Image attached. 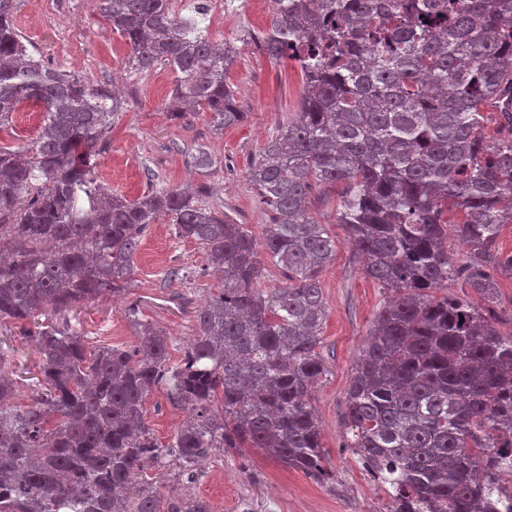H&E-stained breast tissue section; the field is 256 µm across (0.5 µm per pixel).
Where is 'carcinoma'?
<instances>
[{
	"label": "carcinoma",
	"mask_w": 512,
	"mask_h": 512,
	"mask_svg": "<svg viewBox=\"0 0 512 512\" xmlns=\"http://www.w3.org/2000/svg\"><path fill=\"white\" fill-rule=\"evenodd\" d=\"M143 73L178 74L171 116L241 123L228 71L235 42L213 41L174 0H97ZM0 0V125L26 102L43 122L31 143L0 147V328L28 325L38 348L27 403L10 374L29 372L0 341V512H211L142 478L174 462L192 475L215 450L259 448L312 480L328 467L312 390L324 373L321 273L336 244L313 188L343 186L336 223L364 273L392 293L345 395L347 447L388 497L387 512H498L512 498V335L496 328V246L512 224V0H272L251 36L300 68L305 93L248 177L269 214L263 243L204 200L206 189L151 188L133 200L100 182L96 157L122 101L28 52ZM493 134H487L488 124ZM469 246L448 253V213ZM202 245L219 288L194 312L196 336L169 364L170 338L136 321L128 350L88 351L74 313L128 289L152 224ZM267 261L287 273L257 287ZM456 278L483 306L440 291ZM191 410L169 445L145 421L154 389Z\"/></svg>",
	"instance_id": "carcinoma-1"
}]
</instances>
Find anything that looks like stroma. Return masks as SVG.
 I'll return each mask as SVG.
<instances>
[{"mask_svg": "<svg viewBox=\"0 0 512 512\" xmlns=\"http://www.w3.org/2000/svg\"><path fill=\"white\" fill-rule=\"evenodd\" d=\"M269 0L226 13L208 12L206 25L215 41L238 39V56L229 70L244 122L215 131L208 114L172 118L166 105L175 87L173 73L157 65L147 73L126 67L128 49L100 15L96 0H19L15 26L30 52L46 63L97 85H116L126 108L115 119L97 169L112 191L134 199L150 187L189 182L209 187V202L231 213L254 236L268 217L247 176L270 135L304 94L298 66L261 52L248 34L266 28ZM42 124L39 106L26 103L0 127V145L20 146L35 138ZM207 152L206 165L195 161ZM313 212L336 242V252L321 274L326 299L319 355L325 373L312 393L322 425V444L336 480L320 484L289 469L257 448L212 452L194 478L175 466L148 467L146 477L163 499L194 496L213 512H386L388 498L346 447L345 393L370 328L388 294L363 272L360 256L336 222L341 188L314 190ZM189 273L187 282H166L170 270ZM217 285L205 249L174 236L165 223L150 225L134 259V274L121 300L101 299L80 315L89 347L130 348L135 328L125 311L135 307L170 337L171 364H179L194 337L192 313ZM146 420L161 444H169L185 420L163 390L149 393Z\"/></svg>", "mask_w": 512, "mask_h": 512, "instance_id": "stroma-1", "label": "stroma"}]
</instances>
